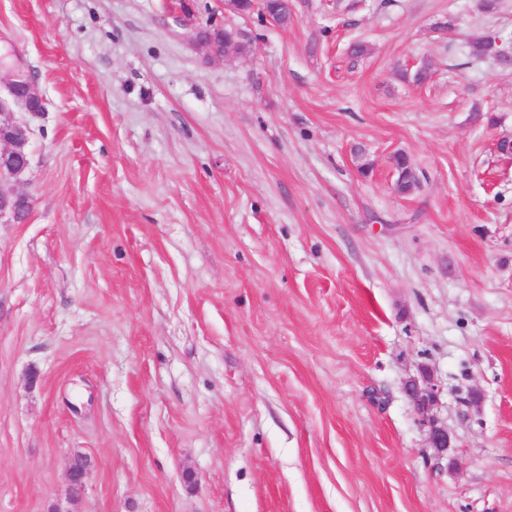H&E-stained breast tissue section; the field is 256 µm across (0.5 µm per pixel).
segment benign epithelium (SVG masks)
Here are the masks:
<instances>
[{
  "instance_id": "obj_1",
  "label": "benign epithelium",
  "mask_w": 512,
  "mask_h": 512,
  "mask_svg": "<svg viewBox=\"0 0 512 512\" xmlns=\"http://www.w3.org/2000/svg\"><path fill=\"white\" fill-rule=\"evenodd\" d=\"M241 32L229 25L205 23L195 29V43L204 52L215 58H223L241 49ZM6 71L3 82L4 93L0 94V215L13 214L30 207V197L19 191L17 186L24 181L30 169V153L27 145L31 130L27 122L16 117L25 112L38 115L45 110V98L31 78H20L23 71L0 65ZM406 392L421 414L423 423L429 427L431 447L444 451L449 447L447 429L438 425L431 414L437 400V389L430 375H422V380L410 379L405 384ZM85 457L77 455L70 460L68 479L74 490L70 503L78 501L89 478V469L80 466Z\"/></svg>"
}]
</instances>
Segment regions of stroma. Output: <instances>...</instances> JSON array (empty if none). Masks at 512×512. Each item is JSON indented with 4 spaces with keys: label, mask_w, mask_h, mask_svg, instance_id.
I'll return each mask as SVG.
<instances>
[{
    "label": "stroma",
    "mask_w": 512,
    "mask_h": 512,
    "mask_svg": "<svg viewBox=\"0 0 512 512\" xmlns=\"http://www.w3.org/2000/svg\"><path fill=\"white\" fill-rule=\"evenodd\" d=\"M482 3L0 0L46 98L0 217V512L68 506L77 453L80 512H512V66L472 47H512V0ZM207 21L245 50L198 53ZM405 389L414 407L421 414L423 424H427L429 427L431 447L441 452L447 450L450 440L448 431L438 425L437 420L431 414L437 400V389H435L430 375L423 374L422 382L416 379L406 381ZM86 458L81 455H76L70 460L69 468H68V479L73 488L74 496L71 500V504H75L81 493L84 491L87 480L89 478V469L88 467H81L80 462L85 461Z\"/></svg>",
    "instance_id": "obj_1"
}]
</instances>
